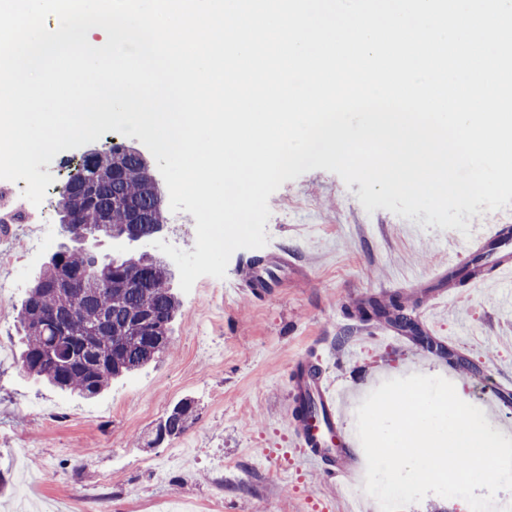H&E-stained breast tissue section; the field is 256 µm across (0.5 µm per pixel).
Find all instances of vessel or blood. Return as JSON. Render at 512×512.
I'll use <instances>...</instances> for the list:
<instances>
[{
  "instance_id": "vessel-or-blood-1",
  "label": "vessel or blood",
  "mask_w": 512,
  "mask_h": 512,
  "mask_svg": "<svg viewBox=\"0 0 512 512\" xmlns=\"http://www.w3.org/2000/svg\"><path fill=\"white\" fill-rule=\"evenodd\" d=\"M484 256L498 278H512V225L496 224L482 233L465 255L449 258V270L471 265ZM288 274V259L270 255L265 263L253 266L243 284L256 298L282 287ZM341 394L324 374L307 361H298L293 371L291 426L303 440L306 457L332 473L349 474L355 458L353 439L343 425Z\"/></svg>"
}]
</instances>
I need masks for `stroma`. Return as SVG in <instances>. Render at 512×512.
I'll return each mask as SVG.
<instances>
[{
    "label": "stroma",
    "mask_w": 512,
    "mask_h": 512,
    "mask_svg": "<svg viewBox=\"0 0 512 512\" xmlns=\"http://www.w3.org/2000/svg\"><path fill=\"white\" fill-rule=\"evenodd\" d=\"M360 183L316 169L269 198L268 243L235 251L225 278L200 277L170 325L166 353L85 400L39 383L19 364L17 319L34 275L67 237L55 200L33 206L17 188L0 202V268L16 286L0 294V512H373L363 490L346 491L303 456L291 428L292 370L307 358L354 409L391 378L450 380L482 406L490 380L512 390L511 284L449 286V255L466 250L457 229L378 208ZM288 256L291 275L258 301L244 291L247 266ZM399 293L417 323L459 361L452 369L356 307ZM195 417L181 436L152 445L154 427L183 398ZM343 418L355 431L356 414Z\"/></svg>",
    "instance_id": "obj_1"
}]
</instances>
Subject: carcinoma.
<instances>
[{
  "instance_id": "1",
  "label": "carcinoma",
  "mask_w": 512,
  "mask_h": 512,
  "mask_svg": "<svg viewBox=\"0 0 512 512\" xmlns=\"http://www.w3.org/2000/svg\"><path fill=\"white\" fill-rule=\"evenodd\" d=\"M86 174L92 178L94 198L63 186L58 198L62 221L73 219L84 230L100 229L105 235L163 230L158 183L136 149L107 140L91 159L76 163L69 181ZM122 263L119 258H100L85 249L66 246L52 253L27 290L19 311L25 332L21 363L27 374L91 400L112 381L159 358L151 353L158 331L169 328L180 306L170 287L168 263L144 257L147 285L143 288L130 281L121 270ZM93 270L102 278L71 288L55 287L72 273ZM359 313L402 330L415 329L398 295L373 299L360 307ZM63 328L68 331L66 339L75 341L73 349H63L53 361L43 360ZM194 412V401L185 399L160 419L158 426L166 431L167 438H177L188 429Z\"/></svg>"
}]
</instances>
